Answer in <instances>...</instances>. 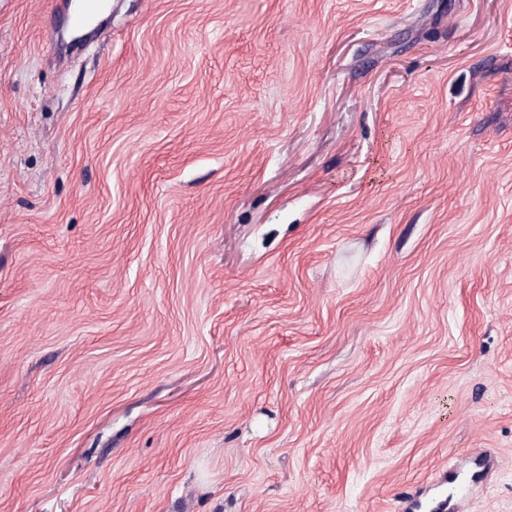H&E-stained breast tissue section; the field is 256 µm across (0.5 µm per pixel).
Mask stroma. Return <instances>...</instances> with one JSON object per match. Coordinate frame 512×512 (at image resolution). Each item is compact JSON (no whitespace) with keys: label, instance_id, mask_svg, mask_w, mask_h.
Segmentation results:
<instances>
[{"label":"stroma","instance_id":"obj_1","mask_svg":"<svg viewBox=\"0 0 512 512\" xmlns=\"http://www.w3.org/2000/svg\"><path fill=\"white\" fill-rule=\"evenodd\" d=\"M0 0V512H512V0Z\"/></svg>","mask_w":512,"mask_h":512}]
</instances>
